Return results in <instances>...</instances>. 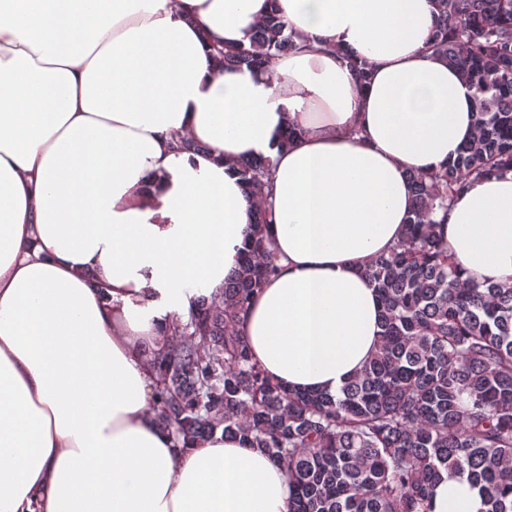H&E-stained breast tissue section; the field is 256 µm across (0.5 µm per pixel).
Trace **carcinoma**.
<instances>
[{
	"label": "carcinoma",
	"mask_w": 512,
	"mask_h": 512,
	"mask_svg": "<svg viewBox=\"0 0 512 512\" xmlns=\"http://www.w3.org/2000/svg\"><path fill=\"white\" fill-rule=\"evenodd\" d=\"M425 50L478 93L474 134L455 160L409 180L404 238L364 274L382 302L377 348L336 394L291 392L254 360L237 324L278 272L265 236L270 160L237 163L255 231L219 298L177 319L170 351H148L158 419L188 446L220 429L259 448L288 478L291 512H431L443 475L465 478L479 512H512V284L477 283L436 234L466 184L512 170V0H431ZM297 49L270 9L248 45L217 49L222 68L267 70ZM358 85L369 62L342 52Z\"/></svg>",
	"instance_id": "carcinoma-1"
}]
</instances>
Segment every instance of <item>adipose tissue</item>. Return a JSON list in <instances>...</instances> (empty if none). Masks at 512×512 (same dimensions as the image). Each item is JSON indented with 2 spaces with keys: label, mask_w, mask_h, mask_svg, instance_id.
I'll list each match as a JSON object with an SVG mask.
<instances>
[{
  "label": "adipose tissue",
  "mask_w": 512,
  "mask_h": 512,
  "mask_svg": "<svg viewBox=\"0 0 512 512\" xmlns=\"http://www.w3.org/2000/svg\"><path fill=\"white\" fill-rule=\"evenodd\" d=\"M267 6L0 0V512H288L263 451L175 442L145 354L238 266L242 159L273 163L280 257L239 323L253 355L333 394L374 352L362 269L402 237L409 172L471 138L475 91L423 49L430 0H277L297 50L220 70L214 47L248 44ZM337 45L370 62L365 87ZM437 231L467 277L512 281V171L470 181ZM480 507L456 479L432 502Z\"/></svg>",
  "instance_id": "1"
}]
</instances>
